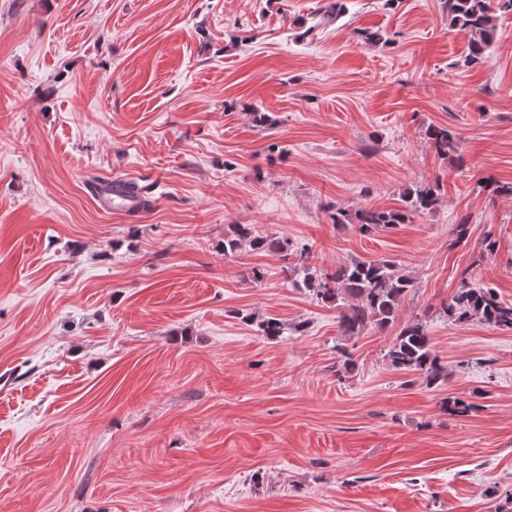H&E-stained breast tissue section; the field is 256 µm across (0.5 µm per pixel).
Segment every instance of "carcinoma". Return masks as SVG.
I'll return each mask as SVG.
<instances>
[{
	"label": "carcinoma",
	"mask_w": 512,
	"mask_h": 512,
	"mask_svg": "<svg viewBox=\"0 0 512 512\" xmlns=\"http://www.w3.org/2000/svg\"><path fill=\"white\" fill-rule=\"evenodd\" d=\"M449 24L470 36L468 65H484L488 51L497 39L494 22L498 11H512V0H443ZM424 136L434 152L446 158L459 151L457 134L445 126H430ZM401 206L393 209L364 207L354 212L338 207L331 214L335 224H354L362 234L411 221L416 214L429 212L439 202L438 185L427 184L401 194ZM243 248L275 251L287 260V271L302 278L304 288L319 303L339 309L337 325L342 336H356L368 328L383 331L397 317L401 301L414 288V280L402 266L389 259L354 260L334 271L312 265L311 245L287 239L260 236L251 224H231L224 232V255ZM443 315L455 323L478 320L501 331L512 332V302L496 289L476 285L462 277L455 294L442 304ZM247 324H256L260 335L276 340L284 335L285 324L275 316L256 319L252 313H239ZM389 365L400 372L417 373L429 386L448 380L444 365L433 348L426 325L420 319L405 324L385 353ZM451 415L467 416L476 405L464 398L450 397L445 404Z\"/></svg>",
	"instance_id": "1"
}]
</instances>
